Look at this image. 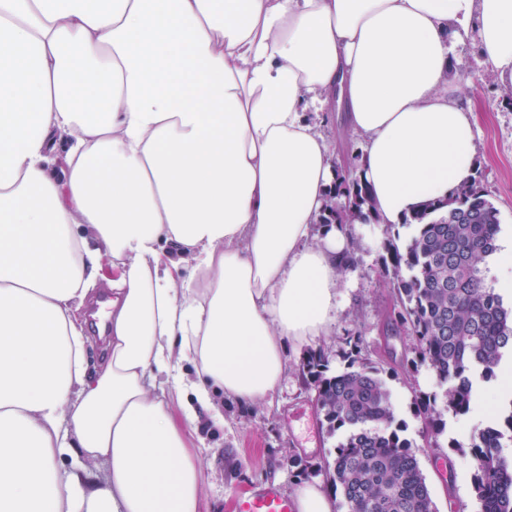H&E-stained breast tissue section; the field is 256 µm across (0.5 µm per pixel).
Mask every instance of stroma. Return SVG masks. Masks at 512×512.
I'll return each instance as SVG.
<instances>
[{"label":"stroma","mask_w":512,"mask_h":512,"mask_svg":"<svg viewBox=\"0 0 512 512\" xmlns=\"http://www.w3.org/2000/svg\"><path fill=\"white\" fill-rule=\"evenodd\" d=\"M460 64L449 75L460 97L472 103L477 128L475 170L489 200L499 211L500 236L512 234V89L499 85L487 70L475 38L456 45ZM320 130L330 145L341 149L345 163H353L367 145L364 135L350 130L344 104L331 109ZM357 241L351 269L339 276L333 319L323 335L285 343L286 370L266 401L243 404L224 401V422L214 424L207 412L199 414L197 450L202 474L201 493L208 512H236V502L265 483H275L286 495L306 483L325 484L324 463L335 448L336 437L327 434L314 406V390L299 371L307 353L336 347L349 333H359L369 359L384 367L382 377L391 392L396 416L405 422L438 512H480L471 478L474 459L469 446L480 428L503 424L512 406L499 399V382L479 383L467 414L447 415L436 443L421 437L422 420L416 412L418 393L439 391L427 366L404 368L412 358L414 338L393 320L396 301L388 277L382 272L384 244L395 237L405 245L411 228L391 232L385 224H353ZM302 458L307 472L294 466Z\"/></svg>","instance_id":"1"}]
</instances>
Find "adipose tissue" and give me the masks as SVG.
Wrapping results in <instances>:
<instances>
[{
	"label": "adipose tissue",
	"instance_id": "adipose-tissue-1",
	"mask_svg": "<svg viewBox=\"0 0 512 512\" xmlns=\"http://www.w3.org/2000/svg\"><path fill=\"white\" fill-rule=\"evenodd\" d=\"M473 31L512 87V0H0V512H203L199 410L266 399L350 256L315 229L335 164L308 108L341 88L402 223L472 175L444 79Z\"/></svg>",
	"mask_w": 512,
	"mask_h": 512
}]
</instances>
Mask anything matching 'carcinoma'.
I'll return each instance as SVG.
<instances>
[{
  "instance_id": "1",
  "label": "carcinoma",
  "mask_w": 512,
  "mask_h": 512,
  "mask_svg": "<svg viewBox=\"0 0 512 512\" xmlns=\"http://www.w3.org/2000/svg\"><path fill=\"white\" fill-rule=\"evenodd\" d=\"M337 180L318 223L371 220L374 203L364 180L345 171ZM404 225L413 235L402 249L388 243L383 266L396 294L395 320L415 336L417 362L446 385L443 398L423 393L417 400L422 436L430 441L443 432L444 415L468 413L477 384L495 377L512 356V309L486 283L499 217L479 180L425 204ZM341 342L343 369L331 372L332 353L322 348L300 365L315 391L321 424L340 436L325 467L327 482L340 495L339 512H437L380 368L362 353L360 335ZM506 441H512V412L504 426L480 429L472 445V487L481 512H512Z\"/></svg>"
}]
</instances>
